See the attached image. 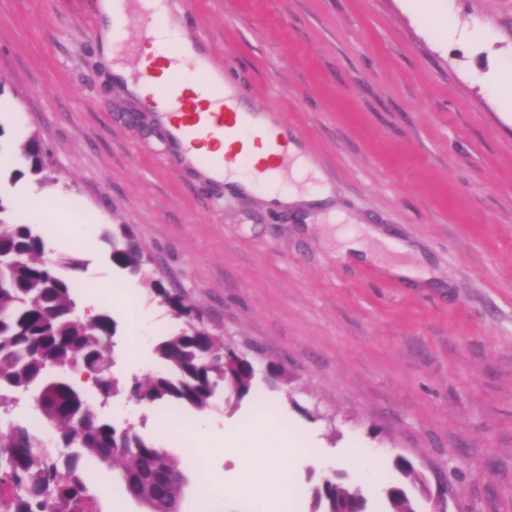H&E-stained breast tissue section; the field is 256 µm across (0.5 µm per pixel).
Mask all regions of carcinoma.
Segmentation results:
<instances>
[{
	"instance_id": "1",
	"label": "carcinoma",
	"mask_w": 512,
	"mask_h": 512,
	"mask_svg": "<svg viewBox=\"0 0 512 512\" xmlns=\"http://www.w3.org/2000/svg\"><path fill=\"white\" fill-rule=\"evenodd\" d=\"M26 171L40 185L54 182L45 152L32 137L21 146ZM112 264L131 274L142 273L145 257L131 226L121 224L111 237ZM72 255L45 257V242L32 225L16 221L11 200L0 194V406L8 394L31 393L39 420L56 435L46 438L37 426L0 417V512H85L93 506L90 487L98 473L83 464V452L114 468L112 486L121 495L169 512L182 499L187 477L160 441L132 425L116 427L101 415L72 380L85 372L101 403L121 389L111 375L117 322L107 312L80 317L76 281L62 270L78 266ZM147 287L174 318L180 332L160 340L154 355L164 370L126 388L149 405L203 412L214 407L218 388L241 400L254 386L252 360L224 345L203 326L198 310L162 282ZM393 467L402 481L385 490L391 512H418L408 487L435 501L433 512H448L447 499L432 494L427 478L399 456ZM366 512L363 487L324 475L314 489L311 512Z\"/></svg>"
}]
</instances>
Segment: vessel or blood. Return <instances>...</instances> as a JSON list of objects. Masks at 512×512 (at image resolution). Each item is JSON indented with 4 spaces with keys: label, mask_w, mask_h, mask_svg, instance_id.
<instances>
[{
    "label": "vessel or blood",
    "mask_w": 512,
    "mask_h": 512,
    "mask_svg": "<svg viewBox=\"0 0 512 512\" xmlns=\"http://www.w3.org/2000/svg\"><path fill=\"white\" fill-rule=\"evenodd\" d=\"M127 2L136 32L132 52L144 59L135 81L143 89L144 105L169 118L172 140L215 170L245 164L269 181L286 174L293 160L278 127L256 124L252 113L238 111L237 94L209 80H201L195 89L187 86L181 57L145 55L159 22L140 9L138 0Z\"/></svg>",
    "instance_id": "obj_1"
}]
</instances>
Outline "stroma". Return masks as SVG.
I'll use <instances>...</instances> for the list:
<instances>
[{"label": "stroma", "mask_w": 512, "mask_h": 512, "mask_svg": "<svg viewBox=\"0 0 512 512\" xmlns=\"http://www.w3.org/2000/svg\"><path fill=\"white\" fill-rule=\"evenodd\" d=\"M170 12L245 108L287 127L322 175L306 188L329 183L341 217L308 223L181 165L157 113L112 81L91 0H0V192L33 196L21 215L48 257L80 259L78 313L96 293L119 324L114 376L158 371L156 340L181 327L146 286L161 280L257 369L289 377L181 422L220 428L274 401L371 512H385L400 456L448 485V512H512V101L499 93L512 0H171ZM32 134L55 184L11 178ZM351 216L411 243L426 278L337 257ZM116 224L150 257L143 275L112 265ZM103 413L186 463L182 512H239L224 489L233 462L191 432L168 440L161 406L123 390ZM272 444L293 475L290 512H309V476L326 469ZM348 448L374 453V479Z\"/></svg>", "instance_id": "obj_1"}]
</instances>
